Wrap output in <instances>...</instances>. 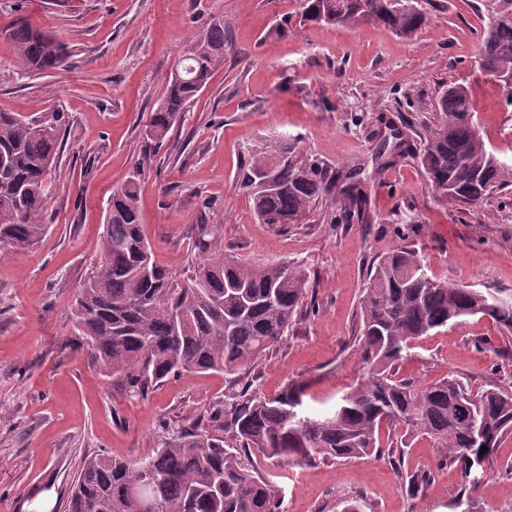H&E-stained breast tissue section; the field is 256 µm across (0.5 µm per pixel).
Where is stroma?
I'll list each match as a JSON object with an SVG mask.
<instances>
[{
  "label": "stroma",
  "mask_w": 512,
  "mask_h": 512,
  "mask_svg": "<svg viewBox=\"0 0 512 512\" xmlns=\"http://www.w3.org/2000/svg\"><path fill=\"white\" fill-rule=\"evenodd\" d=\"M428 21L410 41L381 25L314 24L302 0H0V110L48 120L63 141L48 173L47 231L25 251L0 245V512L65 508L85 457L154 456L184 429L212 431L210 412L231 397H271L296 385L313 411L333 405L363 374L359 312L370 265L399 247L418 252L439 281L512 292V205L498 197L463 210L438 202L423 169L404 159L376 171L374 131L401 128L419 148L446 86L466 88L473 121L512 164L508 92L479 69L485 21L477 0H426ZM19 19L65 44L64 67L24 77L7 33ZM215 20L226 31L224 65L163 144L144 126L162 103L181 50ZM297 140L301 154L335 170L364 169L373 220L337 226L336 194L302 224L279 232L259 223L237 173L259 143ZM140 214L155 262L177 283L211 257L251 265L298 264L305 304L287 336L245 374L184 371L131 396L96 364L70 320L83 282L101 263L113 190L142 157ZM395 371L429 385L456 376L473 390L512 393V337L472 316L415 339ZM401 464L315 459L293 464L250 454L281 489L287 512H512V435L486 464L489 487L469 492L458 468L439 467L433 438L394 432ZM433 471L411 491L407 476Z\"/></svg>",
  "instance_id": "1"
}]
</instances>
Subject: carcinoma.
Returning a JSON list of instances; mask_svg holds the SVG:
<instances>
[{
	"instance_id": "obj_1",
	"label": "carcinoma",
	"mask_w": 512,
	"mask_h": 512,
	"mask_svg": "<svg viewBox=\"0 0 512 512\" xmlns=\"http://www.w3.org/2000/svg\"><path fill=\"white\" fill-rule=\"evenodd\" d=\"M480 2L488 23L478 64L493 77L512 72V0ZM415 4L305 0L302 16L326 25L382 24L412 40L427 22ZM9 37L17 68L26 75L57 69L66 58L52 32L27 21L14 24ZM224 39V23L213 21L187 45L146 125L148 140L159 144L180 124L188 104L224 64ZM436 109L440 117L425 128L414 157L438 200L471 207L495 194L507 197L512 164L488 148L472 120L466 89H446ZM389 130L375 154L378 172L387 166L384 156H404L401 131ZM59 145L58 118L36 121L0 110V241L13 250L33 246L46 231V175L56 166ZM274 155L283 161L273 171V184L262 187L260 173ZM144 166L138 163L113 192L101 240L103 267L83 283L71 310L92 359L138 397L183 370L249 371L297 319L307 283L299 267L253 266L220 255L205 261L190 283L174 284L152 260L143 232L138 180ZM361 173L360 167L333 172L288 142L257 150L239 180L257 219L282 228L306 219L337 186L345 215L369 222L367 197L356 180ZM360 314L358 349L365 373L327 413H301L303 393L293 385L271 398L243 395L212 414L217 427L232 429L241 447L226 448L220 438L189 429L146 461L90 456L71 489L69 512H142L146 496L158 512H286L278 486L244 461L248 453L363 459L383 452L382 430L399 428L433 438L470 487L489 485V477L475 475L512 434V393L498 388L475 393L455 377L420 386L396 378L394 364L413 340L467 316L487 315L511 334L512 296L435 280L416 251L401 247L372 265Z\"/></svg>"
}]
</instances>
